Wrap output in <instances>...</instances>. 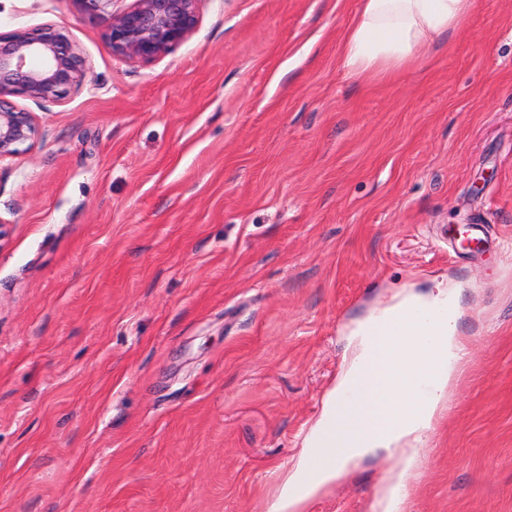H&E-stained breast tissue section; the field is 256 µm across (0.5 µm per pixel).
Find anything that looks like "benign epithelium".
I'll return each instance as SVG.
<instances>
[{"mask_svg": "<svg viewBox=\"0 0 512 512\" xmlns=\"http://www.w3.org/2000/svg\"><path fill=\"white\" fill-rule=\"evenodd\" d=\"M83 16L102 23L112 55L152 64L186 41L201 21L203 0H72ZM90 67L70 33L54 24L0 31V162L29 150L39 139L32 112L12 98L44 107L64 100L88 81Z\"/></svg>", "mask_w": 512, "mask_h": 512, "instance_id": "7a95c632", "label": "benign epithelium"}]
</instances>
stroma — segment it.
<instances>
[{"label":"stroma","mask_w":512,"mask_h":512,"mask_svg":"<svg viewBox=\"0 0 512 512\" xmlns=\"http://www.w3.org/2000/svg\"><path fill=\"white\" fill-rule=\"evenodd\" d=\"M358 0H204L164 59L113 57L71 0L86 84L0 162V512H267L352 323L447 285L466 354L404 512H512V0L426 67L338 60ZM367 457L307 512H374ZM397 485V484H396Z\"/></svg>","instance_id":"1"}]
</instances>
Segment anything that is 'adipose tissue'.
<instances>
[{"label": "adipose tissue", "instance_id": "adipose-tissue-1", "mask_svg": "<svg viewBox=\"0 0 512 512\" xmlns=\"http://www.w3.org/2000/svg\"><path fill=\"white\" fill-rule=\"evenodd\" d=\"M476 0H358L339 45L344 73L358 84L417 69L427 52L471 16ZM458 304L447 289L408 290L351 331L353 355L323 401L320 419L304 440L299 459L284 474L267 512H302L354 461L387 452L409 470L420 439L439 410L451 363L465 355L456 333ZM415 329H408L411 319ZM417 359L432 390L407 412L394 398L411 387L403 375Z\"/></svg>", "mask_w": 512, "mask_h": 512}]
</instances>
